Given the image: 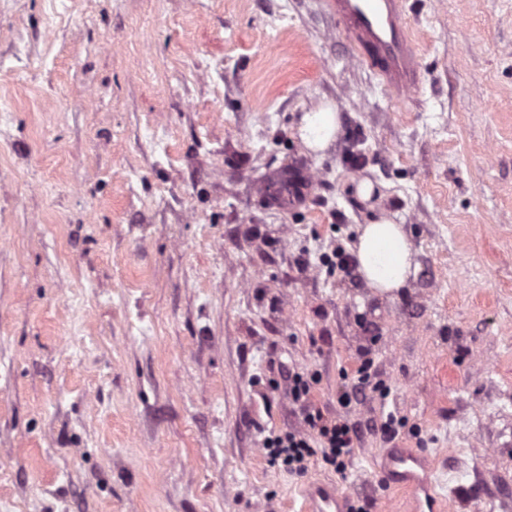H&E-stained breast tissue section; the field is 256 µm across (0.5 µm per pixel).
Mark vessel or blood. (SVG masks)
<instances>
[{"mask_svg":"<svg viewBox=\"0 0 512 512\" xmlns=\"http://www.w3.org/2000/svg\"><path fill=\"white\" fill-rule=\"evenodd\" d=\"M327 6L358 61L380 78L389 93L406 94L420 86L422 71L405 0H327ZM381 467L395 488L406 493L413 512H446V503L433 492L434 471L426 454L388 448ZM307 498V512H349L347 498L336 485H313Z\"/></svg>","mask_w":512,"mask_h":512,"instance_id":"b4317fda","label":"vessel or blood"}]
</instances>
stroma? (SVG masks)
<instances>
[{"instance_id": "35a3bbf8", "label": "stroma", "mask_w": 512, "mask_h": 512, "mask_svg": "<svg viewBox=\"0 0 512 512\" xmlns=\"http://www.w3.org/2000/svg\"><path fill=\"white\" fill-rule=\"evenodd\" d=\"M406 9L396 97L324 0H0V512H405L388 411L450 512H512V0ZM382 215L418 263L383 296L321 263ZM366 347L390 394L341 409ZM282 363L359 428L347 476L269 466ZM339 128L338 112H333L332 108L327 106L319 112L306 113L302 118L299 134L305 147L316 153L330 146ZM308 510L304 512H349L347 497L336 485L316 484L307 494Z\"/></svg>"}]
</instances>
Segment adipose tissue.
Returning a JSON list of instances; mask_svg holds the SVG:
<instances>
[{
	"label": "adipose tissue",
	"instance_id": "ef3b65f1",
	"mask_svg": "<svg viewBox=\"0 0 512 512\" xmlns=\"http://www.w3.org/2000/svg\"><path fill=\"white\" fill-rule=\"evenodd\" d=\"M338 130V115L327 106L306 113L299 134L305 147L316 153L330 146ZM354 254L368 287L382 295L403 288L417 268L403 226L385 215L362 225Z\"/></svg>",
	"mask_w": 512,
	"mask_h": 512
}]
</instances>
